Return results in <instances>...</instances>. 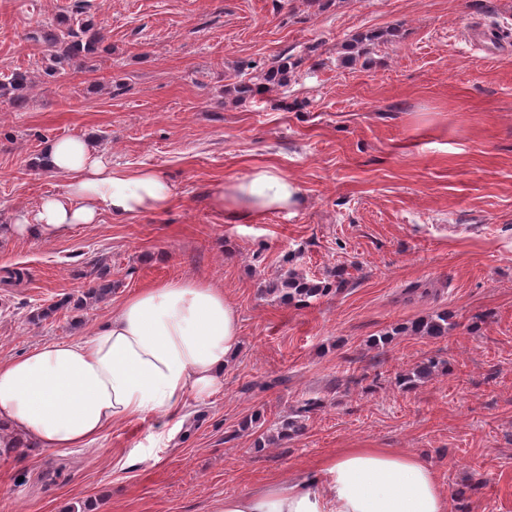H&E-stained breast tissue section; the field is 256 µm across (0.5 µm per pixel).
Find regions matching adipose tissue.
<instances>
[{
	"label": "adipose tissue",
	"mask_w": 512,
	"mask_h": 512,
	"mask_svg": "<svg viewBox=\"0 0 512 512\" xmlns=\"http://www.w3.org/2000/svg\"><path fill=\"white\" fill-rule=\"evenodd\" d=\"M66 176L60 192L19 209L0 236L48 241L102 215L122 220L168 209L175 188L154 168L124 172L80 138L48 141L36 160ZM298 184L269 166L217 185L211 206L231 216L297 209ZM240 348V318L222 287L175 278L129 295L85 338L0 362V448H82L113 425L182 417L189 399L224 387ZM218 512H449L435 468L389 448H343L316 477H274L225 496Z\"/></svg>",
	"instance_id": "1"
}]
</instances>
